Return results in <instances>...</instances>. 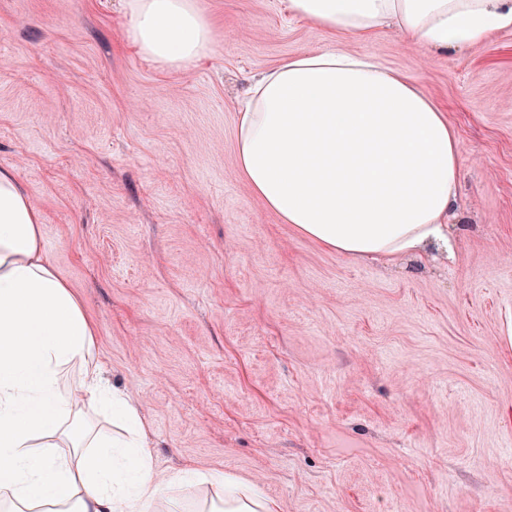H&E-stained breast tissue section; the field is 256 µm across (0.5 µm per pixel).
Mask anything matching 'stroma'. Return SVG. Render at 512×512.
Returning <instances> with one entry per match:
<instances>
[{"mask_svg": "<svg viewBox=\"0 0 512 512\" xmlns=\"http://www.w3.org/2000/svg\"><path fill=\"white\" fill-rule=\"evenodd\" d=\"M213 51L144 60L118 0H0V167L138 403L157 470L280 512H512V28L456 53L196 0ZM372 55L460 140L454 258L356 261L284 224L236 166L252 78ZM215 489V497L222 505L213 507L211 512H279L274 500L262 496L251 486L225 477L224 480H202Z\"/></svg>", "mask_w": 512, "mask_h": 512, "instance_id": "1", "label": "stroma"}]
</instances>
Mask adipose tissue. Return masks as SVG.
I'll return each mask as SVG.
<instances>
[{
    "instance_id": "1",
    "label": "adipose tissue",
    "mask_w": 512,
    "mask_h": 512,
    "mask_svg": "<svg viewBox=\"0 0 512 512\" xmlns=\"http://www.w3.org/2000/svg\"><path fill=\"white\" fill-rule=\"evenodd\" d=\"M291 18L409 47L458 51L512 27V0H281ZM145 59L187 69L213 44L195 0H122ZM237 167L302 235L336 254L451 253L459 142L446 114L374 57L290 56L249 90ZM181 473L154 467L137 403L104 380L95 329L48 260L40 212L0 168V512H155ZM223 512H278L253 487L212 480Z\"/></svg>"
}]
</instances>
